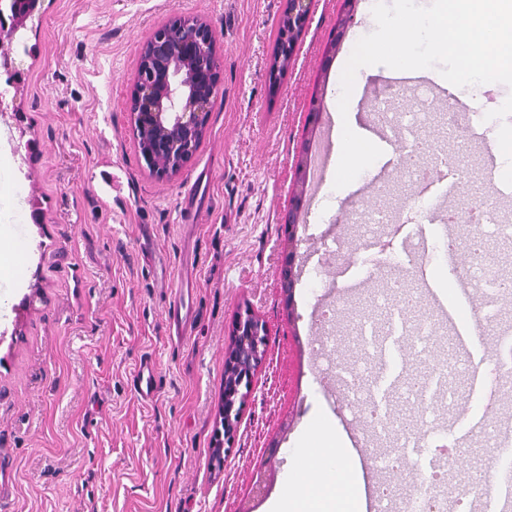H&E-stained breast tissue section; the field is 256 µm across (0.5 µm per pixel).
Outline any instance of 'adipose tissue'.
<instances>
[{"instance_id":"obj_1","label":"adipose tissue","mask_w":512,"mask_h":512,"mask_svg":"<svg viewBox=\"0 0 512 512\" xmlns=\"http://www.w3.org/2000/svg\"><path fill=\"white\" fill-rule=\"evenodd\" d=\"M367 464L354 448L340 420L320 413L306 431L297 464L267 512H366ZM355 477L350 497L340 489Z\"/></svg>"}]
</instances>
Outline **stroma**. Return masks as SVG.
Returning <instances> with one entry per match:
<instances>
[{"label": "stroma", "instance_id": "1", "mask_svg": "<svg viewBox=\"0 0 512 512\" xmlns=\"http://www.w3.org/2000/svg\"><path fill=\"white\" fill-rule=\"evenodd\" d=\"M374 0H356L335 62L323 59L343 0H313L287 70L271 84L285 0H42L0 57V153L10 168V225L25 253L20 278L0 282V512H266L295 467L308 421L331 410L349 423L344 392L329 395L312 338L322 310L338 359L362 351L361 318L386 328L365 280L388 276L400 254L403 285L424 313L435 294L464 309L442 264H414L444 230L437 222L379 225L388 249L364 246L356 213L360 188L398 213L418 189L395 178L400 146L355 180L356 191L327 192L334 150L328 107L338 63L374 31ZM183 16L203 17L215 38L221 73L207 132L193 159L169 182L151 178L133 136L127 104L142 46ZM438 69L405 82L380 67L361 83L368 99L403 107L412 91L435 89ZM426 144L453 160L458 194L472 203L508 197L512 179L490 183L503 167L493 146L512 114L478 126L463 140L446 112H427ZM305 216L285 217L296 188ZM346 257L327 251L332 240ZM294 253V287L281 266ZM180 300L193 322L184 335L167 313ZM251 311L266 327V352L232 436L224 434V360L236 316ZM446 358L488 369L512 368L507 350L457 340L442 322ZM153 358L158 392L140 401L129 376ZM464 407L446 421L473 459L493 455L483 433L512 425V401L481 410L484 395L463 377ZM267 483L254 493L253 478Z\"/></svg>", "mask_w": 512, "mask_h": 512}]
</instances>
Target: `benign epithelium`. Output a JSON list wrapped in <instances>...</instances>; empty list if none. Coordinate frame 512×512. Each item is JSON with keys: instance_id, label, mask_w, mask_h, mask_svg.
Listing matches in <instances>:
<instances>
[{"instance_id": "obj_1", "label": "benign epithelium", "mask_w": 512, "mask_h": 512, "mask_svg": "<svg viewBox=\"0 0 512 512\" xmlns=\"http://www.w3.org/2000/svg\"><path fill=\"white\" fill-rule=\"evenodd\" d=\"M312 0H286L291 32L302 27ZM220 89L215 39L210 25L196 17L176 18L154 32L143 46L129 100L133 133L150 174L170 180L199 147ZM237 350L225 366L254 369L264 349L262 324L251 316L237 323Z\"/></svg>"}]
</instances>
